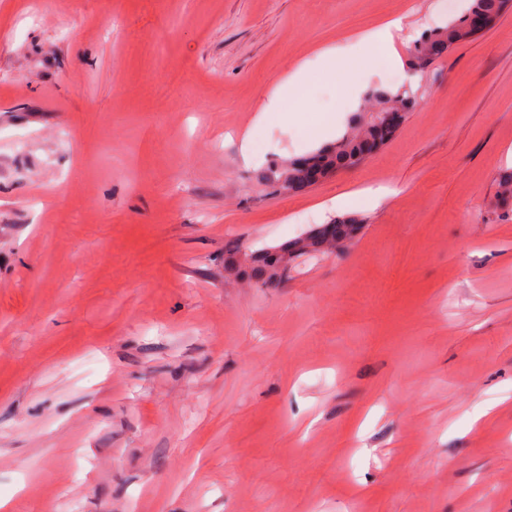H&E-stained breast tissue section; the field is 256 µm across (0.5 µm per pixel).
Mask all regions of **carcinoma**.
I'll return each mask as SVG.
<instances>
[{
    "label": "carcinoma",
    "instance_id": "carcinoma-1",
    "mask_svg": "<svg viewBox=\"0 0 512 512\" xmlns=\"http://www.w3.org/2000/svg\"><path fill=\"white\" fill-rule=\"evenodd\" d=\"M505 3L506 0H474L471 12L448 21L445 26L423 33L410 49V65L414 73L425 72L436 53L447 51L455 44L477 35V31L471 28L470 13L492 19L503 10ZM420 99L419 90L410 86L396 90L375 88L369 91L365 96L364 115L356 119L351 128L333 142L302 158L275 163L260 170L256 176L258 183L275 192L282 191L287 184L301 189V172L306 165L327 176L355 165L360 161L367 144L378 137L375 125L377 112L387 107H400L408 112L419 104ZM359 224L361 221L356 218L337 221L334 226L340 229L339 236L333 233L334 226L323 224L304 238H296L270 248L250 266L251 275L262 285L273 286L288 275V268L294 266L297 259L335 249L340 241L357 231Z\"/></svg>",
    "mask_w": 512,
    "mask_h": 512
}]
</instances>
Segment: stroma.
Masks as SVG:
<instances>
[{"label": "stroma", "instance_id": "stroma-1", "mask_svg": "<svg viewBox=\"0 0 512 512\" xmlns=\"http://www.w3.org/2000/svg\"><path fill=\"white\" fill-rule=\"evenodd\" d=\"M467 6L0 0V512H512V10L363 164L256 182ZM395 17L396 60L313 61ZM347 216L278 285L224 268ZM309 62L301 63L294 69L282 86L275 91L264 96L263 103L260 108L259 119H262L264 112H282L284 100L290 90L298 93L303 91L304 85L307 81Z\"/></svg>", "mask_w": 512, "mask_h": 512}]
</instances>
